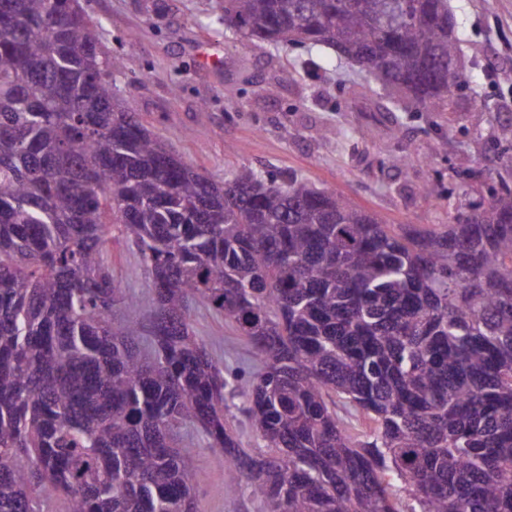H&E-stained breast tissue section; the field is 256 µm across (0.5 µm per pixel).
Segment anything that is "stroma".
Instances as JSON below:
<instances>
[{"label":"stroma","instance_id":"35a3bbf8","mask_svg":"<svg viewBox=\"0 0 512 512\" xmlns=\"http://www.w3.org/2000/svg\"><path fill=\"white\" fill-rule=\"evenodd\" d=\"M101 26V47L124 105L188 166L214 181L242 167L284 179L296 175L351 199L388 224L427 228L447 223L501 180L512 182V144L496 138L512 121V0H450L462 24L460 63L479 92L456 93L452 108L376 111L370 91L352 95L357 76L331 61L318 77L294 72L302 50L244 45L225 33L218 0H82ZM274 94H267L268 85ZM409 148L403 172L387 168L389 153ZM434 181L449 195L417 193ZM112 269L141 301L149 281L121 241ZM196 336L225 375L249 374L252 348L222 318L191 307ZM196 512H260L247 493L233 491L223 454L197 455Z\"/></svg>","mask_w":512,"mask_h":512}]
</instances>
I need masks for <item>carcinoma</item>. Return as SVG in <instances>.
<instances>
[{
  "label": "carcinoma",
  "instance_id": "obj_1",
  "mask_svg": "<svg viewBox=\"0 0 512 512\" xmlns=\"http://www.w3.org/2000/svg\"><path fill=\"white\" fill-rule=\"evenodd\" d=\"M222 10L252 44L334 48L385 112H448L467 84L448 0ZM113 67L81 0H0V512H195L188 423L261 512H512V187L423 229L296 176L218 183L122 107ZM193 303L256 373L224 377ZM239 417L276 452L242 450ZM112 269L117 278L122 279L131 288V292L143 303L149 300L150 286L144 271L139 269L134 255L121 241H112Z\"/></svg>",
  "mask_w": 512,
  "mask_h": 512
}]
</instances>
